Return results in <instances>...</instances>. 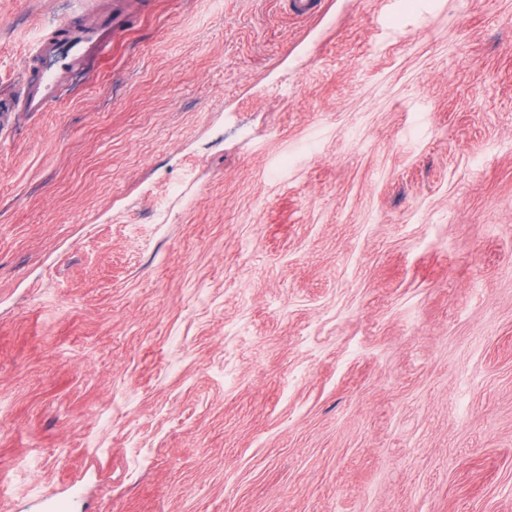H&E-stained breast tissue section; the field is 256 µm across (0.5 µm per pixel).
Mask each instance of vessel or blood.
Wrapping results in <instances>:
<instances>
[{"mask_svg": "<svg viewBox=\"0 0 512 512\" xmlns=\"http://www.w3.org/2000/svg\"><path fill=\"white\" fill-rule=\"evenodd\" d=\"M126 26L122 16L103 15L95 24L82 27L60 23L52 36L39 37L30 57L48 60L49 65L26 81L18 99L21 107L28 112L45 111L57 98L66 74L85 57L108 56L113 36Z\"/></svg>", "mask_w": 512, "mask_h": 512, "instance_id": "1", "label": "vessel or blood"}]
</instances>
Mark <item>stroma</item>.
Here are the masks:
<instances>
[{"label": "stroma", "instance_id": "stroma-1", "mask_svg": "<svg viewBox=\"0 0 512 512\" xmlns=\"http://www.w3.org/2000/svg\"><path fill=\"white\" fill-rule=\"evenodd\" d=\"M0 512H512V0H125L14 111ZM127 27L119 15H101L94 25L76 27L61 22L50 37L40 36L30 52L27 69L36 59H50V65L39 70L23 86L18 104L25 112H44L57 98L66 74L85 57L100 60L112 52V36ZM68 50L58 53V47Z\"/></svg>", "mask_w": 512, "mask_h": 512}]
</instances>
